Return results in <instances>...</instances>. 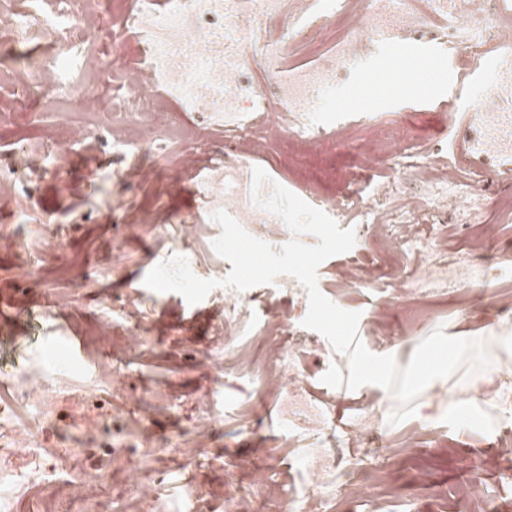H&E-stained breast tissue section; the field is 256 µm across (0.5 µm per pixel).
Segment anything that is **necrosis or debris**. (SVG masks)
Segmentation results:
<instances>
[{
	"mask_svg": "<svg viewBox=\"0 0 512 512\" xmlns=\"http://www.w3.org/2000/svg\"><path fill=\"white\" fill-rule=\"evenodd\" d=\"M110 0H29L25 9L0 0V77L10 84V109L0 125L39 122L41 107L66 100L80 111L104 118L93 127L79 120L43 130L44 150L31 159L34 171L58 174L67 152L108 142L114 166L108 176L127 198L118 223L151 224L155 216L140 207L135 189L152 176L160 155H171L165 138L179 139L167 99L186 112L207 115L202 137L224 143V157L213 175L196 188L204 201H220L241 224H257L271 241H288L281 219L257 208L244 186L255 157L285 140L310 150L320 141L348 136L345 125L313 119L318 99L349 83L353 62L387 46L402 50L424 43L434 59L454 56L464 71L491 67L495 89L479 111L512 113V0H130L118 26L102 15ZM93 45L98 69L93 78L66 74L65 59ZM122 61H115V54ZM372 96L359 103L361 120L373 128L375 149L359 153L351 191L320 197L317 207L332 219L370 225L403 257L401 272L387 286L394 301L419 315L425 302L406 288L408 279L429 273V288L467 289L483 247L472 233L491 200L496 176L512 172V149L482 125V150L467 162L449 159L445 142L407 138L404 128L378 120ZM257 296L224 291V350L232 352ZM269 357L259 369V386L296 401L329 404L330 395L308 391L303 377L321 349L317 337L300 330L289 310L270 316ZM33 372L10 377L12 399L0 404V512H14L17 498L31 486L55 480L72 469L76 449H58L45 458L36 429L55 423L47 410L50 395ZM482 400L498 402L503 449L512 448V383L490 373L473 381ZM30 411L16 421L18 407ZM345 448H317L305 463L309 478L340 471L345 482L334 496L308 485L284 496L260 485L278 512H333L336 498L359 502L352 479L354 458L374 439L373 422L362 417L348 432Z\"/></svg>",
	"mask_w": 512,
	"mask_h": 512,
	"instance_id": "necrosis-or-debris-1",
	"label": "necrosis or debris"
}]
</instances>
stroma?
I'll list each match as a JSON object with an SVG mask.
<instances>
[{
	"mask_svg": "<svg viewBox=\"0 0 512 512\" xmlns=\"http://www.w3.org/2000/svg\"><path fill=\"white\" fill-rule=\"evenodd\" d=\"M479 81L476 75L460 78L451 62H440L430 65L422 79L425 96L402 98L385 92L378 98V109L407 125L411 134L430 138L446 120V100L475 111L472 87ZM38 137L32 126L0 131V163L14 165L17 172L16 182L0 189V214L14 218L13 223H0V376L25 371L55 354V341H64L78 353V360H60L50 364L48 372L66 376L77 393L58 408L54 426L41 434L45 454L63 445L85 448L95 438V431L74 429L70 418L77 412L107 416L113 439L149 433L167 443L169 453L155 458L132 453L107 459L109 476L98 494L114 501L117 512H139L136 502L120 495L135 465L166 473L160 493L167 502L181 504L189 493L198 492L219 504L232 493L240 512H267L255 485L257 475L265 471L301 482L302 465L312 449L357 422L373 399L378 402L373 425L382 446L362 449L355 458L366 502L352 506L340 501L335 512H365L369 503L378 504L379 512H461L444 492L476 481L483 484L485 495L466 498L462 512H485L488 495L495 497L499 512H512V490L499 488L494 478L497 470L512 469V454L499 444L494 405L469 397L466 369L429 384L416 400V416L391 426L387 416L397 406L393 395L374 384L343 388L348 359L322 341L321 360L304 381L337 398L323 415H312L308 429L294 430L287 399L259 390L254 374L245 369L237 377L223 378L213 361V354L224 350L223 288L191 305L179 293L155 292L143 283L153 267L175 254L185 256L198 276L212 266L231 271V263L212 246L222 232L211 219L214 206L190 192L170 194L167 176L161 173L140 187L138 200L154 210L164 232L155 233L149 226L127 229L113 221L123 200L120 188L104 180L92 153L70 155L57 177L28 169L24 150ZM370 144L371 130L364 126L352 141L327 139L310 155L283 143L254 163L310 203L341 190L345 173L357 163V149ZM184 215L207 223L199 240L183 242L177 219ZM477 231L479 240L491 248V269L476 273V285L467 293L430 295L420 320L408 321L404 307L382 288L365 289L342 301V309L360 313L359 337L369 351L394 355L404 367L414 344L434 330L443 329L449 336L465 332L486 339L492 366L512 376V351L500 344L501 337L512 336V325L496 327L485 308L488 293H512V228H506L492 208ZM57 234L64 239V251L52 261L40 260L46 242ZM64 292L74 296L70 305L56 302ZM133 292L139 295L137 305L129 314L116 312L118 301ZM99 315L112 320V334L105 339L95 334ZM134 317L148 327L149 346L139 353L130 350L126 336ZM402 336L410 338V346L399 344ZM206 397L220 408L223 421L210 437L198 441L192 427L202 415L199 402ZM452 402L457 405L453 412L448 409ZM409 430L419 449L413 458L398 441ZM291 431L297 447L272 456L276 439ZM194 443L201 456L196 463L184 464L178 450Z\"/></svg>",
	"mask_w": 512,
	"mask_h": 512,
	"instance_id": "obj_1",
	"label": "stroma"
}]
</instances>
